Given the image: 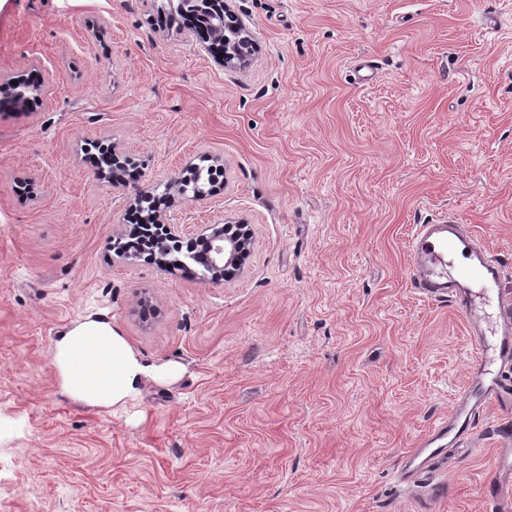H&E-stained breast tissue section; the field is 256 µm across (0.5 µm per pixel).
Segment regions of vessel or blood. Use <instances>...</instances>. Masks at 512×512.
<instances>
[{
	"label": "vessel or blood",
	"mask_w": 512,
	"mask_h": 512,
	"mask_svg": "<svg viewBox=\"0 0 512 512\" xmlns=\"http://www.w3.org/2000/svg\"><path fill=\"white\" fill-rule=\"evenodd\" d=\"M415 286L427 298L449 301L465 314L473 336L472 377L452 411L435 424L407 455L404 473L414 480L428 474L447 449L473 435L476 421L491 407L512 410V300L502 290L501 261L490 259L461 225L422 224L412 241ZM464 256L465 267L454 264ZM483 512H512V486L499 479L485 484Z\"/></svg>",
	"instance_id": "1"
}]
</instances>
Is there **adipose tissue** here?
<instances>
[{
  "label": "adipose tissue",
  "mask_w": 512,
  "mask_h": 512,
  "mask_svg": "<svg viewBox=\"0 0 512 512\" xmlns=\"http://www.w3.org/2000/svg\"><path fill=\"white\" fill-rule=\"evenodd\" d=\"M52 362L64 394L84 405L108 410L133 400L146 381L178 379L174 362H146L102 315L64 328L52 345Z\"/></svg>",
  "instance_id": "ef3b65f1"
}]
</instances>
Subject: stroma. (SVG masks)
Returning a JSON list of instances; mask_svg holds the SVG:
<instances>
[{"mask_svg":"<svg viewBox=\"0 0 512 512\" xmlns=\"http://www.w3.org/2000/svg\"><path fill=\"white\" fill-rule=\"evenodd\" d=\"M165 2L0 0V76L44 82L0 110V512H480L496 408L399 476L472 357L410 237L455 219L512 297V0H228L255 44L229 64L158 27ZM194 166L219 171L196 202ZM144 190L182 242L249 225L241 270L118 252ZM91 314L179 379L68 398L52 344Z\"/></svg>","mask_w":512,"mask_h":512,"instance_id":"1","label":"stroma"}]
</instances>
